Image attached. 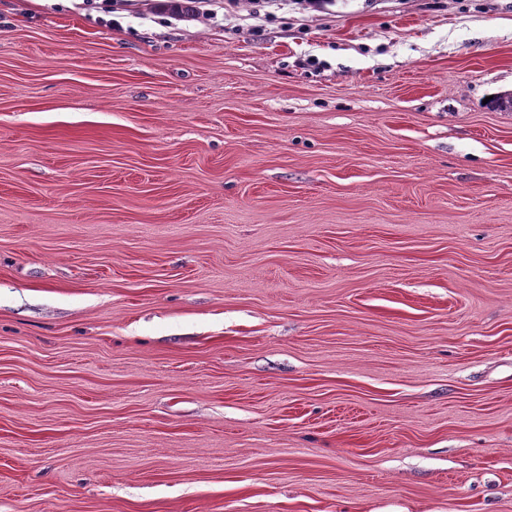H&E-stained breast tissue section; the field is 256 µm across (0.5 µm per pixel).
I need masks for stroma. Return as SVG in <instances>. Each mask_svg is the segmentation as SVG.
<instances>
[{
	"label": "stroma",
	"instance_id": "1",
	"mask_svg": "<svg viewBox=\"0 0 512 512\" xmlns=\"http://www.w3.org/2000/svg\"><path fill=\"white\" fill-rule=\"evenodd\" d=\"M0 0V512H512V0Z\"/></svg>",
	"mask_w": 512,
	"mask_h": 512
}]
</instances>
